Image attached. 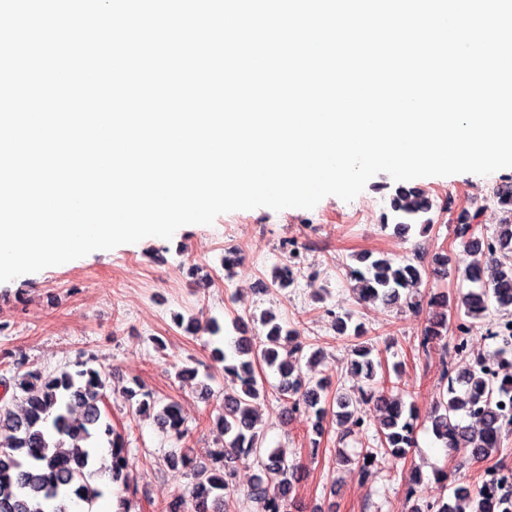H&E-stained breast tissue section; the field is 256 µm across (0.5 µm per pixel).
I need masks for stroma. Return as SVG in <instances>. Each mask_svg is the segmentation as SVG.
Masks as SVG:
<instances>
[{"label":"stroma","instance_id":"obj_1","mask_svg":"<svg viewBox=\"0 0 512 512\" xmlns=\"http://www.w3.org/2000/svg\"><path fill=\"white\" fill-rule=\"evenodd\" d=\"M415 184L439 205L433 229L423 236L401 238L382 229L381 215L397 184L381 173L349 202L328 196L310 210L261 207L224 213L210 225L183 226L168 240L148 237L0 283V378L36 369L57 373L81 357L104 366L111 374L107 413L127 441L130 461L129 481L119 492L129 512H167L175 497L189 496L194 482L190 469L170 470L166 457L171 450L184 449L199 463L224 448L212 425L224 396V365L212 356L207 321L215 317L227 324L237 316L273 310L299 329L306 351L322 352L318 364H302L303 375L328 379L334 390L356 397L371 383L351 374L353 341L334 330L335 317L348 315L364 323L363 343L373 346L374 358L389 367L391 395L417 409L414 447L403 457L388 454L369 405L362 408V429L348 435L332 412L320 435L311 417L281 423L279 378L265 367L257 377L266 389L261 425L266 447L284 449L288 459L298 462L304 479L295 496L305 512H405L410 495L421 503L448 500L450 490L436 473L447 471L454 482L475 486L485 468L512 467V432L503 433L498 451L486 463L463 467L458 454L435 439L428 421L446 390L443 366L463 368L473 354H493L497 344L481 329L472 333L463 353L441 340L422 349L426 312L359 302L347 273L363 252L395 260L418 255L426 261L438 252H459L453 228L464 212L474 214L479 233L491 236L504 217L494 193L500 185H512V168L487 176L425 177ZM361 208L370 210L371 222L353 221ZM229 250L253 258L228 278L221 261ZM293 251L300 254L295 282L283 291L272 287L275 267ZM206 274L213 278L211 285L197 288V278ZM317 285L327 290L324 301L314 296ZM177 313L195 317L199 332L178 328L172 321ZM185 366L211 375V400L200 398L194 382L177 378ZM136 381L155 398L182 406L186 436L175 438L154 418L130 410L121 390ZM366 451L375 454L376 463L363 477L354 460ZM341 454L351 458V465L337 464ZM416 469L423 482L411 492L408 475Z\"/></svg>","mask_w":512,"mask_h":512}]
</instances>
